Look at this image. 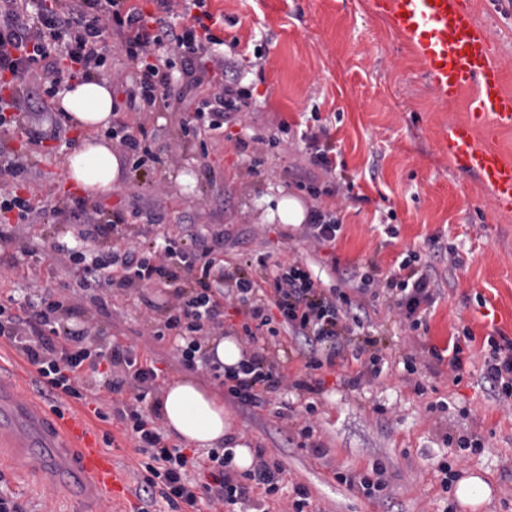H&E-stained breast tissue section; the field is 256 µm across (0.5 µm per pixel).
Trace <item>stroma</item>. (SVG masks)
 Segmentation results:
<instances>
[{"label":"stroma","instance_id":"obj_1","mask_svg":"<svg viewBox=\"0 0 512 512\" xmlns=\"http://www.w3.org/2000/svg\"><path fill=\"white\" fill-rule=\"evenodd\" d=\"M206 8L216 20L209 52L247 58L239 81L250 94L248 108L231 113L222 133L203 142L181 130L189 111L120 112L119 121L158 131L166 146L163 161L121 167L111 192L87 196L66 180L70 148L58 141L29 144L20 128L0 130V153L29 158L23 196L62 202L82 195L103 219L121 210L132 224L146 223L152 210L172 226L188 216L222 230L227 255H298L325 281L331 269L343 272L369 259L389 270L412 249L440 285L428 331L410 332L385 302L368 306L385 361L380 377L351 387L345 367L338 366L311 395L295 389L305 372L302 360L293 359L273 395L284 411L279 417L269 408L239 406L210 373L182 367L174 343L153 340L151 323L167 301L164 294L148 290L139 299L115 290L102 305L84 300L86 317L153 359L163 382L191 376L224 395L232 435L282 464V487L262 502L263 512H289L297 486L308 490L313 512H512V399L498 398L483 375L484 337L512 339V211L499 210L475 178L437 151L442 126L466 120L464 101L434 98L418 59L370 0H207ZM475 8L512 89V0H475ZM256 135L274 137L277 144L253 143ZM240 139L249 141L247 152H238ZM319 145L332 147L336 175L319 177L323 193L315 198L297 188L295 179L311 169ZM267 195H292L305 209L336 215L340 235L331 244L307 242L302 226L269 218L262 202ZM389 225L397 227V237L386 234ZM438 243L458 253L459 266L435 251ZM31 267L39 269L38 280H30ZM63 280L45 246L23 255L16 267H0V296L27 301ZM466 328L474 340L456 383L448 365L437 363L428 349L445 348ZM409 354L418 368L413 377L403 365ZM36 375L16 347L0 338V394L43 410L50 422L54 413L34 388ZM417 378L426 384L425 394L415 392ZM310 401L317 406L311 415L304 410ZM440 401L445 409H437ZM59 403L96 436H112L108 452L127 475V497H134V443L117 419L97 417L101 411L110 415L111 402L79 403L63 395ZM306 425L325 448L324 458L292 443ZM443 458L459 477L481 479L485 493L478 503L465 504L456 491H443ZM60 461V449L45 446L20 424L12 445L0 446V487L27 512H122L112 499L92 497L85 477L61 469ZM376 461L386 469L389 496L369 500L334 478L338 472L359 475Z\"/></svg>","mask_w":512,"mask_h":512}]
</instances>
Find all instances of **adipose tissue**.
Listing matches in <instances>:
<instances>
[{
	"mask_svg": "<svg viewBox=\"0 0 512 512\" xmlns=\"http://www.w3.org/2000/svg\"><path fill=\"white\" fill-rule=\"evenodd\" d=\"M112 89L106 80L76 82L62 96L60 108L75 126L92 131L112 122ZM68 177L84 190L106 193L119 174V161L110 145L86 138L67 159ZM160 412L167 435L189 447L213 448L223 443L230 424L215 393L189 378L165 386Z\"/></svg>",
	"mask_w": 512,
	"mask_h": 512,
	"instance_id": "ef3b65f1",
	"label": "adipose tissue"
}]
</instances>
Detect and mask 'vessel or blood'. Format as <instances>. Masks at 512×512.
I'll return each mask as SVG.
<instances>
[{"label": "vessel or blood", "instance_id": "obj_1", "mask_svg": "<svg viewBox=\"0 0 512 512\" xmlns=\"http://www.w3.org/2000/svg\"><path fill=\"white\" fill-rule=\"evenodd\" d=\"M373 7L418 58L437 99L467 101V121L442 129L439 153L489 188L499 208L512 210V154L490 143L497 132L512 128V90L471 0H373ZM56 430L61 446L74 448V464L95 494L124 493L125 472L97 448L83 421L64 418Z\"/></svg>", "mask_w": 512, "mask_h": 512}]
</instances>
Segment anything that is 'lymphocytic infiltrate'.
<instances>
[{"instance_id": "f902f5d3", "label": "lymphocytic infiltrate", "mask_w": 512, "mask_h": 512, "mask_svg": "<svg viewBox=\"0 0 512 512\" xmlns=\"http://www.w3.org/2000/svg\"><path fill=\"white\" fill-rule=\"evenodd\" d=\"M202 22L199 15L190 25L175 22L171 0H155V10L148 14L132 0H0V129L23 125L31 90L50 97L60 94L71 81L99 73L115 48L131 69L126 109L150 112L160 103L184 102L211 84L207 69L186 64L187 80L176 86L154 56L164 48L206 53L214 37L198 32ZM215 67L222 77L218 91L203 98L193 120L183 124L185 133L195 137L205 127L223 128L229 110L244 97L234 79L238 58L218 59ZM119 131L132 168L159 161L164 147L156 133L124 123ZM62 209L68 213V231L55 237L50 248L64 261L66 279L59 289L41 293L38 302L13 299L0 304V337L36 368L35 386L43 396L63 393L87 400L92 379L108 394L118 395L112 412L143 458L136 495L147 508L161 499L178 512L180 505H196L203 497L210 512H224L225 507L250 502L254 490L277 492L283 469L262 448L240 472L231 468L233 451L227 446L190 456L169 444L156 418L144 411L148 396L159 390L154 360L117 341L101 345L105 329L79 318L86 292L95 291L102 300L115 287L168 290L169 299L151 331L153 339L173 338L185 369L209 371L222 380L232 399L250 409L271 406L285 362L295 357L303 359L308 372L296 387L309 393L321 389L317 371L340 361L354 366L346 376L350 386L380 375L382 357L369 336L368 303L385 301L416 332L426 329L428 308L436 301V281L412 250L388 273L369 261L351 270L347 289L323 288L302 259L262 255L240 269L224 255L223 232L205 233L197 225L181 224L176 232L159 235L155 224H131L120 213L103 224L81 198L58 206L0 188V211L18 216L17 223L0 225V242L29 239L30 217ZM230 308L241 315L240 328L250 342L282 347V356L257 352L229 368L209 354L204 342L223 335ZM75 317L80 320L76 326L71 323ZM485 342L484 373L504 397L512 398V339L489 336ZM131 380L137 392L121 400Z\"/></svg>"}]
</instances>
